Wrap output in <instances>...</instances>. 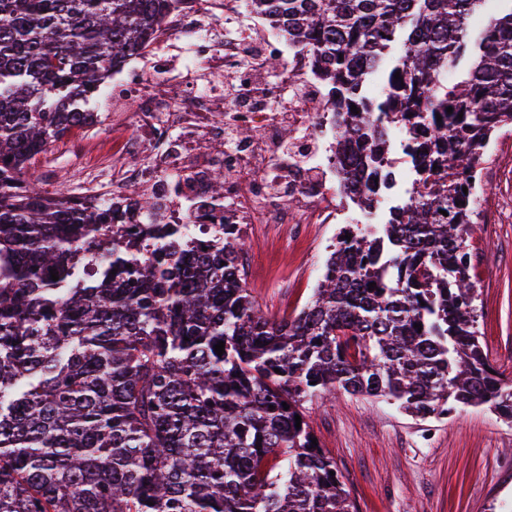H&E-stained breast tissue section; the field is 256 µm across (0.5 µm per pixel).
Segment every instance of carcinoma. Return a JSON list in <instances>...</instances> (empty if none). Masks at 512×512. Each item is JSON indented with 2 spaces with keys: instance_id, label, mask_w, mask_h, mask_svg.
I'll use <instances>...</instances> for the list:
<instances>
[{
  "instance_id": "cac0c4a2",
  "label": "carcinoma",
  "mask_w": 512,
  "mask_h": 512,
  "mask_svg": "<svg viewBox=\"0 0 512 512\" xmlns=\"http://www.w3.org/2000/svg\"><path fill=\"white\" fill-rule=\"evenodd\" d=\"M175 2L0 0V512H357L312 444V398H385L420 420L486 407L512 423V381L480 341L462 190L512 127V9L471 44L484 0H252L330 76L340 147L399 126L414 174L382 235L344 225L311 300L276 319L247 287L237 225L192 255H145L146 235L178 240L153 197H50L34 179ZM468 50L465 78L448 81ZM381 68L388 92L369 98ZM108 246L112 269L73 283L75 259Z\"/></svg>"
}]
</instances>
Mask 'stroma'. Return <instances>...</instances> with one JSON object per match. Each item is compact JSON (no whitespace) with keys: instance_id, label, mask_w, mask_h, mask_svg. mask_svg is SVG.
<instances>
[{"instance_id":"1","label":"stroma","mask_w":512,"mask_h":512,"mask_svg":"<svg viewBox=\"0 0 512 512\" xmlns=\"http://www.w3.org/2000/svg\"><path fill=\"white\" fill-rule=\"evenodd\" d=\"M87 107L98 121L54 142L55 167L33 172L42 186L83 192V176L97 164L102 185L112 167L98 164L120 136L115 113ZM504 146L490 156L485 185L469 242L473 253L475 305L479 330L493 365L512 374V131L498 136ZM335 224H312L304 238H282L255 228L246 232L240 261L262 313L295 316L307 303L320 276L315 263L326 262L338 233ZM308 421L322 448L336 463L357 512H504L512 502V425L482 408H461L442 421H420L396 405L359 395L337 393L308 404Z\"/></svg>"}]
</instances>
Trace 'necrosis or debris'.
Wrapping results in <instances>:
<instances>
[{
    "instance_id": "1",
    "label": "necrosis or debris",
    "mask_w": 512,
    "mask_h": 512,
    "mask_svg": "<svg viewBox=\"0 0 512 512\" xmlns=\"http://www.w3.org/2000/svg\"><path fill=\"white\" fill-rule=\"evenodd\" d=\"M249 7L248 0H227L222 13L215 0H181L167 17L156 66L124 68L114 75L120 90L136 102L135 110L124 115L132 138L115 163L117 191L128 194L136 188L163 198L169 186H176V202L163 210L161 221L180 228L188 252L223 237L228 224L242 231L273 224L297 236L302 225L337 220L332 201L345 180L336 161V108L322 96L310 103L285 99L283 88L293 70L319 83L305 59L289 58L278 80L264 93L255 92L259 59L283 55L288 35L267 23L258 28L245 23ZM252 41L258 42L260 57L244 59L241 48ZM184 58L205 67L207 89L192 92L170 82L167 95L156 98L153 86L168 80ZM228 79L239 91L240 104L224 97ZM245 128L252 136L243 140L238 132ZM207 138L219 141V148L196 153L197 141ZM148 142L163 148L157 163L141 158ZM218 170L227 175L220 203L208 198L209 178Z\"/></svg>"
}]
</instances>
